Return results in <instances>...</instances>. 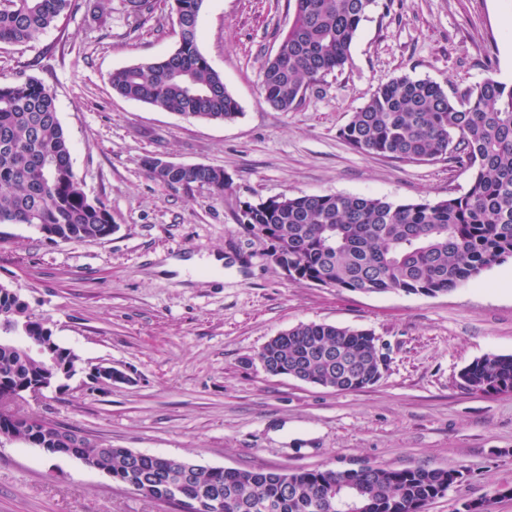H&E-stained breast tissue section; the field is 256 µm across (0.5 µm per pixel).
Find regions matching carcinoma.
<instances>
[{"instance_id":"1","label":"carcinoma","mask_w":512,"mask_h":512,"mask_svg":"<svg viewBox=\"0 0 512 512\" xmlns=\"http://www.w3.org/2000/svg\"><path fill=\"white\" fill-rule=\"evenodd\" d=\"M204 0H170L179 45L167 57L112 74L120 96L165 112L231 121L239 105L224 78L200 52ZM378 0H295L293 19L262 72L261 89L275 109L290 112L325 74L344 67L360 22ZM128 15L148 21L158 0H123ZM84 11L104 21L101 0H0V45L36 42L58 19ZM352 149L409 162L448 159L473 170L469 189L438 202L398 203L340 194L282 195L248 204L239 218L266 232L270 257L297 281L349 291L390 290L434 296L512 259V85L488 78L453 97L441 85L408 75L380 85L339 132ZM167 186H205L224 193V170L207 165L162 177ZM107 207L88 200L71 164L54 97L28 76L0 83V224H26L68 239L106 236ZM38 339L43 322L26 301L0 285V336ZM265 367L311 384L357 391L375 384L381 368L374 335L327 323L300 324L257 352ZM45 363L0 343V435L44 445L49 456L84 457L112 469V481L160 502L177 484L194 512H425L459 483L456 468L408 466L361 470L252 471L191 468L171 457L102 448L78 430L49 432L7 408L25 385L43 379ZM466 387L512 392V356L491 355L465 366ZM224 500V509L213 507Z\"/></svg>"}]
</instances>
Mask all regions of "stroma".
Segmentation results:
<instances>
[{
    "mask_svg": "<svg viewBox=\"0 0 512 512\" xmlns=\"http://www.w3.org/2000/svg\"><path fill=\"white\" fill-rule=\"evenodd\" d=\"M105 22L72 13L27 47H0V82L17 72L53 93L73 172L112 215L108 237L46 241L0 224V284L20 294L55 341L79 358L64 386L10 402L92 442L238 470L455 467L465 477L426 512L491 498L512 512V393L467 390L462 369L512 355V259L434 296L358 293L296 281L239 222L245 205L280 195L342 194L401 203L464 193L469 169L352 150L339 130L393 77L462 92L512 84V0H379L348 62L294 111L270 107L262 67L292 21L294 0H205L198 47L239 105L231 122L184 119L116 94L111 74L178 46L176 16L136 25L109 0ZM224 171L223 194L161 184L144 160ZM213 252L224 277L160 273L167 259ZM303 323L373 333L380 379L341 392L266 373L257 351ZM113 366L125 383L98 382ZM0 512H176L81 460L0 443Z\"/></svg>",
    "mask_w": 512,
    "mask_h": 512,
    "instance_id": "1",
    "label": "stroma"
}]
</instances>
